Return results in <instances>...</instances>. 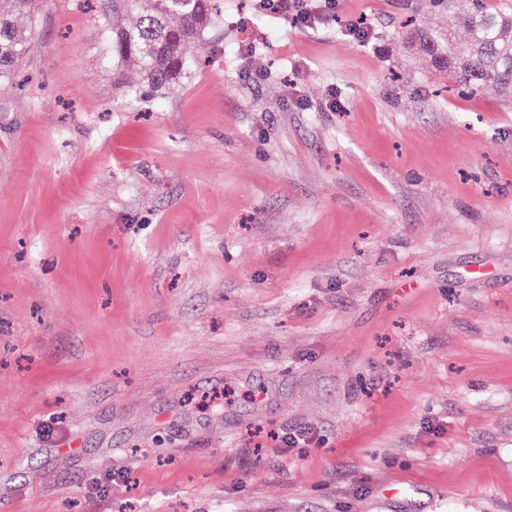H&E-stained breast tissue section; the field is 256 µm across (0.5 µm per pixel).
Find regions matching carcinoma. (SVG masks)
<instances>
[{
	"instance_id": "cac0c4a2",
	"label": "carcinoma",
	"mask_w": 512,
	"mask_h": 512,
	"mask_svg": "<svg viewBox=\"0 0 512 512\" xmlns=\"http://www.w3.org/2000/svg\"><path fill=\"white\" fill-rule=\"evenodd\" d=\"M432 7L448 15V29L406 31L411 50L448 71L465 93L493 83L511 94L512 0H432ZM37 11V0H0V82H16L33 52L35 29L20 18ZM218 21L214 0H112L105 37L113 83L132 98L164 94L187 78L194 53ZM460 31L463 48L455 43Z\"/></svg>"
}]
</instances>
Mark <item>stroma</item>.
<instances>
[{
	"instance_id": "35a3bbf8",
	"label": "stroma",
	"mask_w": 512,
	"mask_h": 512,
	"mask_svg": "<svg viewBox=\"0 0 512 512\" xmlns=\"http://www.w3.org/2000/svg\"><path fill=\"white\" fill-rule=\"evenodd\" d=\"M403 2L224 0L129 103L112 0H44L0 84V512H512V99ZM299 2L300 0H270L267 2V9L286 18L291 17L295 22L306 23L313 10L307 4L302 5Z\"/></svg>"
}]
</instances>
